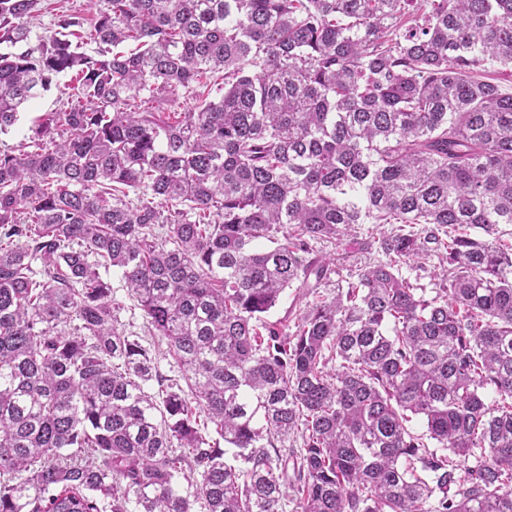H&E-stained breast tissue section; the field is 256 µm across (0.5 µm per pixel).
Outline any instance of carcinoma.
<instances>
[{
  "label": "carcinoma",
  "mask_w": 512,
  "mask_h": 512,
  "mask_svg": "<svg viewBox=\"0 0 512 512\" xmlns=\"http://www.w3.org/2000/svg\"><path fill=\"white\" fill-rule=\"evenodd\" d=\"M90 3L0 0V133L70 76L0 148V512H512V94L479 76L512 0ZM361 224L384 259L309 257ZM90 0H40L39 19L43 25L48 26L56 13L60 10L72 9L84 13L87 18L95 11L91 9ZM69 83V76H59L56 84L51 90L41 94L33 100L29 107L22 112L20 120L9 130L7 134H0V147L16 146L20 143H26L32 136L31 131L36 117L47 112H60L64 109L66 97L60 91L64 90V85ZM422 264H416V263H410L407 265H402L401 272L405 277H409L411 279L415 278V276L418 274L420 276L419 282L424 285L425 288H427V292L432 291L431 288H435L434 279L431 277L434 267L437 266V260H428L423 261L420 260ZM420 265H422L425 268V272L423 269H419ZM100 273L104 279L111 283L113 296L123 301L126 305V311L121 314L120 324L117 327L128 332H136L139 335H143L146 328H144L142 311L138 308L136 300L128 294L127 289L124 287L119 270L110 267L105 271L102 268ZM312 297H304L298 295L295 288H288L285 290L280 302L274 307L267 315V319L271 322H282L293 326L291 321L294 317V312L299 307H304L307 302H310Z\"/></svg>",
  "instance_id": "1"
}]
</instances>
